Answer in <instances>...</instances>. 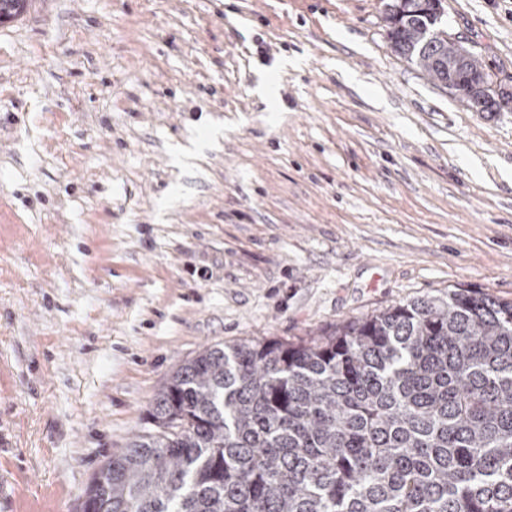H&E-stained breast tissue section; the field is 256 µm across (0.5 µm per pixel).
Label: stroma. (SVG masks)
I'll use <instances>...</instances> for the list:
<instances>
[{
    "instance_id": "35a3bbf8",
    "label": "stroma",
    "mask_w": 512,
    "mask_h": 512,
    "mask_svg": "<svg viewBox=\"0 0 512 512\" xmlns=\"http://www.w3.org/2000/svg\"><path fill=\"white\" fill-rule=\"evenodd\" d=\"M384 3L30 0L0 24V512H81L206 347L512 300V109L397 57ZM445 3L512 87V0Z\"/></svg>"
}]
</instances>
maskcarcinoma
<instances>
[{
    "label": "carcinoma",
    "mask_w": 512,
    "mask_h": 512,
    "mask_svg": "<svg viewBox=\"0 0 512 512\" xmlns=\"http://www.w3.org/2000/svg\"><path fill=\"white\" fill-rule=\"evenodd\" d=\"M386 7L397 55L479 112L512 104L448 39L444 0ZM149 419L92 477L94 512H512V301L454 288L300 343L206 347Z\"/></svg>",
    "instance_id": "cac0c4a2"
}]
</instances>
